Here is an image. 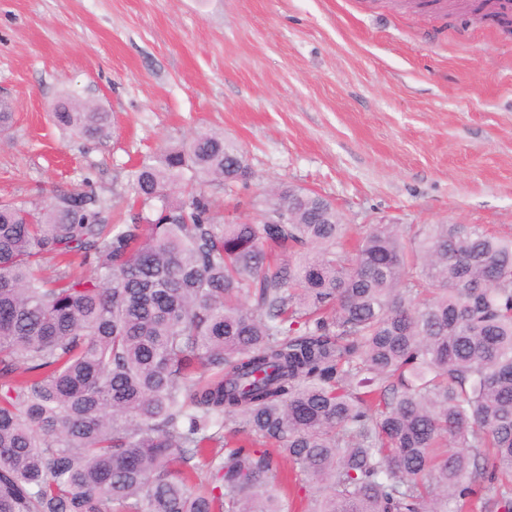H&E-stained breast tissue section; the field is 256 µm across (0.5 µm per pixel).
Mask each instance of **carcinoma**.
Instances as JSON below:
<instances>
[{
	"label": "carcinoma",
	"instance_id": "cac0c4a2",
	"mask_svg": "<svg viewBox=\"0 0 512 512\" xmlns=\"http://www.w3.org/2000/svg\"><path fill=\"white\" fill-rule=\"evenodd\" d=\"M245 162L201 130L128 173L115 217L85 185L0 201V512H285L284 480L304 512H512V238L351 244L286 184L251 206L291 223L227 221L209 188Z\"/></svg>",
	"mask_w": 512,
	"mask_h": 512
}]
</instances>
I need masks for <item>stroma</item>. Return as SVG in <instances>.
<instances>
[{
  "label": "stroma",
  "mask_w": 512,
  "mask_h": 512,
  "mask_svg": "<svg viewBox=\"0 0 512 512\" xmlns=\"http://www.w3.org/2000/svg\"><path fill=\"white\" fill-rule=\"evenodd\" d=\"M75 97L108 136L55 126ZM0 200L88 182L108 201L146 155L212 129L248 186L210 194L243 220L272 184L314 190L350 238L373 224L512 235V35L449 0H0Z\"/></svg>",
  "instance_id": "stroma-1"
}]
</instances>
